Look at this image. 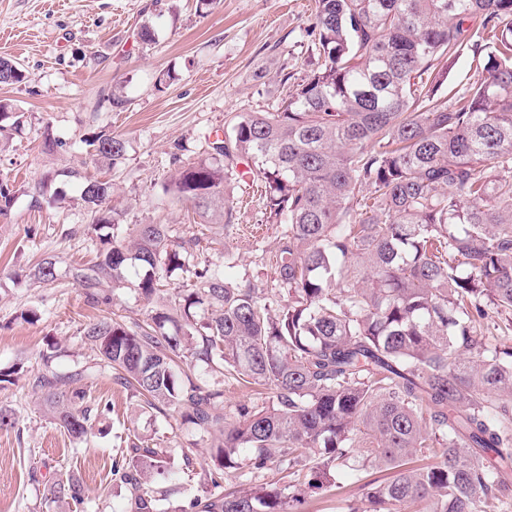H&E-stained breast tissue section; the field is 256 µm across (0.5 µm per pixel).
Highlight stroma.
I'll return each instance as SVG.
<instances>
[{"mask_svg":"<svg viewBox=\"0 0 512 512\" xmlns=\"http://www.w3.org/2000/svg\"><path fill=\"white\" fill-rule=\"evenodd\" d=\"M311 0H0V58L27 72L21 84L1 85L0 102L22 112V133L0 142V179L16 190L8 217H0V368L22 366L15 384L0 388V406L12 409L14 428L0 430V512H57L44 500L48 485L77 474L89 497L66 512H125L126 487L110 482L113 456L142 440L180 459L209 449L174 419L142 410L102 376L85 383L89 404L105 401L86 449L52 423L30 379L44 368L41 353L56 342L62 352L52 370L67 373L92 364L96 353L83 329L99 317L72 279L74 267L94 262L101 235L78 200L80 179L111 181V208L123 224H193L186 204L164 200L162 188L176 160L204 155L228 114L252 112L287 97L308 74L316 54L308 32ZM149 25L153 44L140 43ZM167 86H160V78ZM122 84L125 108L102 102ZM105 130L126 142L116 167L96 166L82 143ZM60 146L47 150L46 138ZM237 220L207 253L227 275L264 285L277 225L267 223L259 183L234 185ZM40 206H32V197ZM45 258L56 263L53 283L17 279ZM37 310L40 318L24 320ZM371 471H346L337 486L309 494L303 512H345L362 498ZM111 485L108 495L100 486Z\"/></svg>","mask_w":512,"mask_h":512,"instance_id":"stroma-1","label":"stroma"}]
</instances>
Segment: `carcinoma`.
Segmentation results:
<instances>
[{"instance_id": "obj_1", "label": "carcinoma", "mask_w": 512, "mask_h": 512, "mask_svg": "<svg viewBox=\"0 0 512 512\" xmlns=\"http://www.w3.org/2000/svg\"><path fill=\"white\" fill-rule=\"evenodd\" d=\"M317 66L274 108L230 114L207 155L164 193L206 231L121 224L112 183L86 179L92 224L112 226L99 260L72 271L93 308L104 280L145 269L143 320L111 313L84 329L90 365L32 380L54 423L87 439L101 406L76 384L110 373L141 407L211 440L173 466L142 442L112 458L130 512H156L197 471L192 512H301L357 460L381 476L349 512H506L512 497V0H314ZM484 78L439 94L455 59ZM25 79L0 58V83ZM114 167L119 136L85 140ZM264 188L280 227L266 287L201 259L235 224L231 186ZM193 279L159 287L160 273ZM56 278L48 259L27 274ZM172 324L175 333L166 326ZM470 356L464 357L462 353ZM270 396L224 407L228 380ZM84 483L49 485L80 504Z\"/></svg>"}]
</instances>
